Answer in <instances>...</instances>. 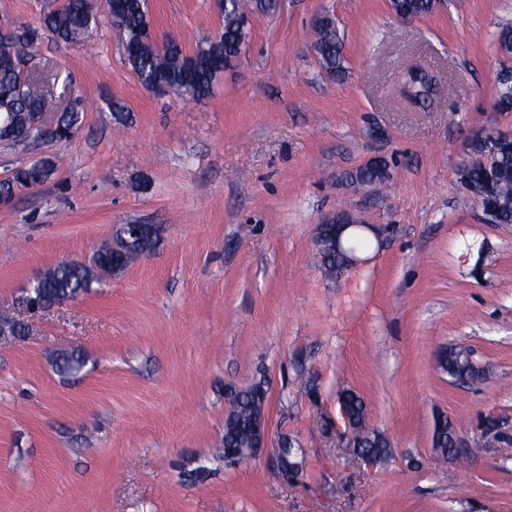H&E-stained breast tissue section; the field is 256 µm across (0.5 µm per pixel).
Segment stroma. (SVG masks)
Segmentation results:
<instances>
[{
	"label": "stroma",
	"mask_w": 512,
	"mask_h": 512,
	"mask_svg": "<svg viewBox=\"0 0 512 512\" xmlns=\"http://www.w3.org/2000/svg\"><path fill=\"white\" fill-rule=\"evenodd\" d=\"M147 4L155 41L188 55L224 29L219 0ZM56 5L0 0V37L39 29ZM95 13L86 46L39 30L34 59L82 99L74 138L0 144V182L56 161L0 205V311L24 324L0 339V512H512V443L481 429L512 420V224L489 223L460 180L478 136H512L496 106L512 0H442L412 19L390 0H280L249 12L248 48L200 98L145 89ZM320 14L343 39V76L314 50ZM414 65L441 87L426 109L402 93ZM376 158L385 186L347 181ZM342 210L381 235L328 278L318 226ZM124 224L156 225L158 248L25 313L37 278L90 262ZM456 345L491 378L443 373L437 355ZM64 351L80 372L57 370ZM255 384L269 444L231 468L215 456L225 394ZM345 389L388 459L347 448ZM440 414L468 463L436 453ZM285 437L300 463L289 480ZM54 169L55 165L51 159H41L34 164H29L17 170L9 181L0 183V193L2 191L11 193V186L25 188L31 184L44 183L52 175Z\"/></svg>",
	"instance_id": "obj_1"
}]
</instances>
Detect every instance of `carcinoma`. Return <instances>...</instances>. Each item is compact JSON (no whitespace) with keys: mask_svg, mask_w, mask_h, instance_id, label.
Instances as JSON below:
<instances>
[{"mask_svg":"<svg viewBox=\"0 0 512 512\" xmlns=\"http://www.w3.org/2000/svg\"><path fill=\"white\" fill-rule=\"evenodd\" d=\"M248 0H224V31L219 39H208L190 56L184 55L176 43L159 47L151 36V18L146 0H110L109 14L115 17L114 27L125 48V59L138 77L148 83H158L169 90H191L197 95H208L222 73L233 65L247 45L249 33L242 23ZM436 0H391L397 14L425 16L435 10ZM95 13L90 0H69L62 9L44 14L41 29L69 44H80L94 30ZM317 40L314 44L319 63L332 75L344 71L343 44L335 22L329 16L316 21ZM36 40L24 31L12 40L11 52L0 54V87L10 91L6 100H0V110L13 113L20 136L17 143L25 142L31 135L34 112H53L56 102L52 97L31 94L28 86L18 78L19 64L34 56ZM410 97L414 101L425 100L436 84L435 77L419 68L406 78ZM498 97L502 111L512 110V72L501 75ZM499 137L486 135L472 144L474 160L461 172L462 182L472 194L480 196L484 207L494 211L500 224H512V145L495 147ZM55 169L54 162L42 159L16 171L13 178L0 183V190L9 193L11 187L25 188L45 182ZM388 167L382 160L372 162L350 173L348 178L360 185L377 186L388 179ZM158 239L149 237L132 244L126 259L115 266L116 256L112 243L103 244L92 256V263L64 262L41 277L40 297L45 305L68 300L88 291L99 280L95 270L110 274L120 271L139 257L151 251ZM445 373L461 379L474 372L461 351H450L441 361ZM57 368L64 373L80 371L85 361L80 356L62 354L57 358ZM351 409L358 425L356 437L362 448L374 452H388L389 443L381 434L361 431L367 419V407L362 398L351 390L340 393ZM262 397L255 388L243 392L242 404L234 409L224 422L222 447L235 448L249 442L248 428L253 418L261 413Z\"/></svg>","mask_w":512,"mask_h":512,"instance_id":"carcinoma-1","label":"carcinoma"}]
</instances>
